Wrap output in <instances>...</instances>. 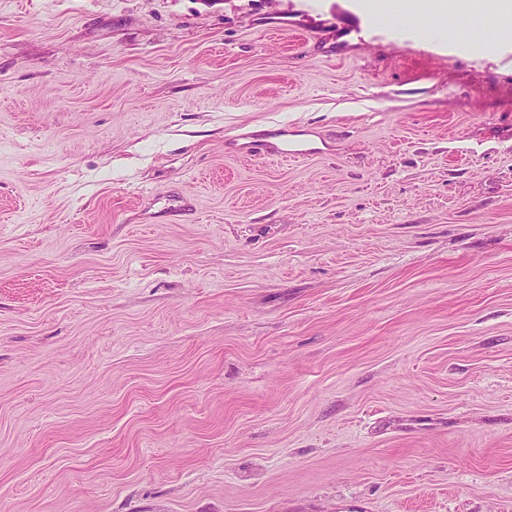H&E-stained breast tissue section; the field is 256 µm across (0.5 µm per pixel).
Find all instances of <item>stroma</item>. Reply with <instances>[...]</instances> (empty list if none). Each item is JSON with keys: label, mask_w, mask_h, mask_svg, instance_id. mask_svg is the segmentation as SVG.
<instances>
[{"label": "stroma", "mask_w": 512, "mask_h": 512, "mask_svg": "<svg viewBox=\"0 0 512 512\" xmlns=\"http://www.w3.org/2000/svg\"><path fill=\"white\" fill-rule=\"evenodd\" d=\"M398 2L0 0V512H512V14Z\"/></svg>", "instance_id": "35a3bbf8"}]
</instances>
